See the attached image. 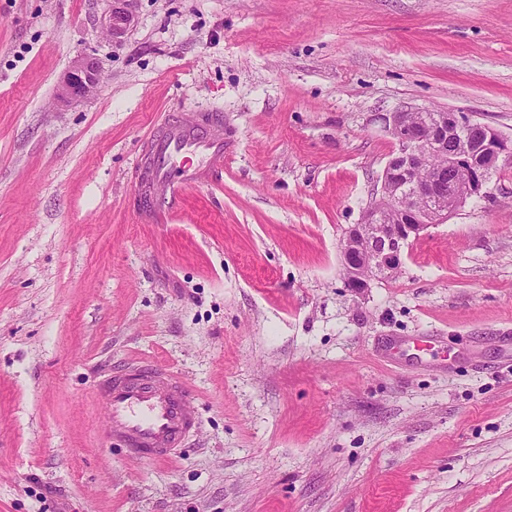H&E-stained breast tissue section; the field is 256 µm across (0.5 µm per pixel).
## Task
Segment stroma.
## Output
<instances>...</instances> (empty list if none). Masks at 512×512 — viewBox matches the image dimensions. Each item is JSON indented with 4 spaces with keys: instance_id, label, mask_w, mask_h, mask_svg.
I'll return each mask as SVG.
<instances>
[{
    "instance_id": "obj_1",
    "label": "stroma",
    "mask_w": 512,
    "mask_h": 512,
    "mask_svg": "<svg viewBox=\"0 0 512 512\" xmlns=\"http://www.w3.org/2000/svg\"><path fill=\"white\" fill-rule=\"evenodd\" d=\"M401 108L512 139V0H0V512H512V167L343 277ZM207 110L223 174L141 223L142 141ZM134 360L192 391L164 461L105 430ZM100 70L95 58L77 56L59 89V98L82 99L92 96L98 88Z\"/></svg>"
}]
</instances>
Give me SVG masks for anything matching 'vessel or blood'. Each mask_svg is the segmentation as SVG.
<instances>
[{
    "instance_id": "obj_1",
    "label": "vessel or blood",
    "mask_w": 512,
    "mask_h": 512,
    "mask_svg": "<svg viewBox=\"0 0 512 512\" xmlns=\"http://www.w3.org/2000/svg\"><path fill=\"white\" fill-rule=\"evenodd\" d=\"M143 151L133 206L143 223L165 224L189 188L211 185L223 171L224 124L207 112L171 121L151 133ZM100 391L113 440L140 459H167L200 425L187 384L161 366L131 365Z\"/></svg>"
}]
</instances>
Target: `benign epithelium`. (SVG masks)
Returning a JSON list of instances; mask_svg holds the SVG:
<instances>
[{
    "mask_svg": "<svg viewBox=\"0 0 512 512\" xmlns=\"http://www.w3.org/2000/svg\"><path fill=\"white\" fill-rule=\"evenodd\" d=\"M99 79L97 60L80 55L67 71L59 97H90ZM385 124L399 152L386 165L381 193L365 210L363 223L352 225L341 245L342 267L356 288L401 268L406 239L384 223L385 214L408 220L406 235H417L432 224L446 223L467 199L480 195L494 166L512 163V139L458 113L401 109L390 113ZM440 154L448 155V163L420 176L428 161Z\"/></svg>",
    "mask_w": 512,
    "mask_h": 512,
    "instance_id": "1",
    "label": "benign epithelium"
}]
</instances>
